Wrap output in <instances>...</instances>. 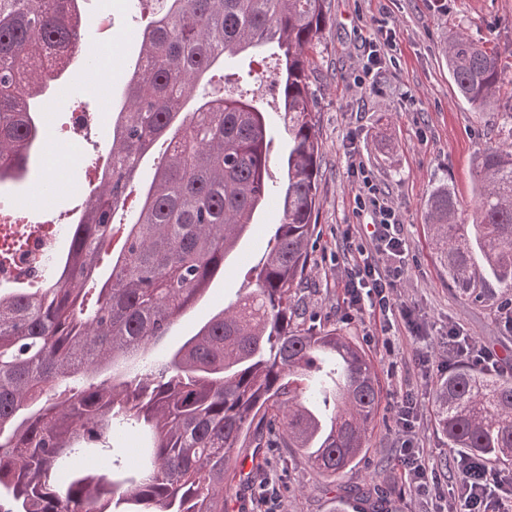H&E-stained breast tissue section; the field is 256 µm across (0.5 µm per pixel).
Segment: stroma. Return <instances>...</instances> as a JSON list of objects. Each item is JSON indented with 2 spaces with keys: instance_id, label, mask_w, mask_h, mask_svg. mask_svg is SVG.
Returning a JSON list of instances; mask_svg holds the SVG:
<instances>
[{
  "instance_id": "35a3bbf8",
  "label": "stroma",
  "mask_w": 512,
  "mask_h": 512,
  "mask_svg": "<svg viewBox=\"0 0 512 512\" xmlns=\"http://www.w3.org/2000/svg\"><path fill=\"white\" fill-rule=\"evenodd\" d=\"M84 24L101 13L112 15V51L119 63L105 69L110 95L101 99L81 82V67L67 70V92L49 99L52 112L48 153L64 154L62 130L73 113H89L80 154L109 150L107 107L122 108L125 79L139 52L142 25L126 0H81ZM392 33L396 46L384 52L374 77L363 79V60L378 31ZM463 33L492 50L501 69L500 94L478 111L458 94L448 73L444 49L449 36ZM309 89L315 98L319 144L318 213L312 245V272L299 289V322L337 328L353 336L378 372L381 404L368 431V449L359 465L336 481L318 477L297 449L267 448L256 466L252 448L235 452L237 475L224 495V512H436L434 493L406 482L395 396L413 390L417 399L415 441L434 464L444 495L458 482L449 459L454 451L437 428L433 394L454 358L446 351V333L456 328L477 348L490 351L498 370L512 373V330L496 302H468L449 287L448 275L430 245L425 204L430 190L445 183L458 200V219L469 222L474 206V163L482 147L512 137L505 123L512 112V0H328V21L311 52ZM361 162L381 194L396 209L406 262L395 293L419 327L398 325L394 336L375 338V321L350 319L344 290L346 272L369 241L366 217L355 212L360 178L351 161ZM85 168L72 167L58 180L46 204L26 219L77 223L87 189ZM277 208L268 201L230 257L224 273L172 328L164 345L176 347L219 312L238 292L252 287L251 267L264 258L276 230ZM274 485L275 502L262 505L264 485Z\"/></svg>"
}]
</instances>
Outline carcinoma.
<instances>
[{
	"label": "carcinoma",
	"mask_w": 512,
	"mask_h": 512,
	"mask_svg": "<svg viewBox=\"0 0 512 512\" xmlns=\"http://www.w3.org/2000/svg\"><path fill=\"white\" fill-rule=\"evenodd\" d=\"M327 0H166L140 33L127 106L112 113V164L65 228V255L48 254L37 287L0 291V512H224L235 449L277 432L313 471L336 479L365 454L379 406L377 374L363 349L336 329L294 322L316 229L318 141L308 88L309 49ZM78 0H0V186L22 183L45 138L41 112L61 73L50 51L77 46ZM275 45L272 83L288 117L287 181L266 180L268 119L241 89L193 97L199 81L240 54ZM448 69L474 108L496 99L495 54L461 34ZM195 100L187 111L185 105ZM166 144L126 228L110 251L142 157ZM276 193L274 246L255 287L152 358L224 270L255 213ZM478 205L458 223L454 192L427 203L431 241L448 284L472 301L512 292V142L477 162ZM448 447L512 467V375L459 364L434 391ZM130 428L140 463L115 457ZM108 462L109 472L85 463Z\"/></svg>",
	"instance_id": "carcinoma-1"
}]
</instances>
